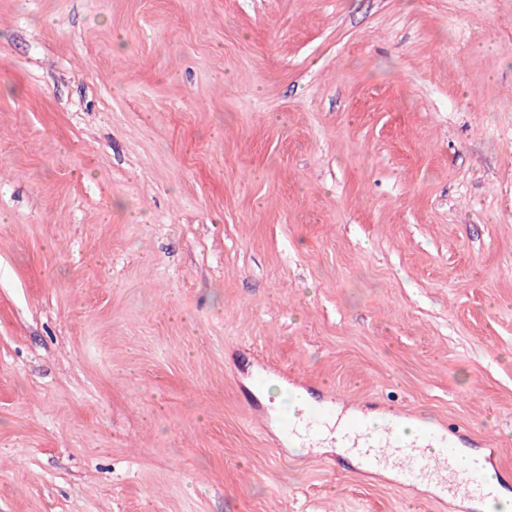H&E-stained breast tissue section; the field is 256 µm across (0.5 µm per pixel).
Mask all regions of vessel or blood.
<instances>
[{
	"label": "vessel or blood",
	"instance_id": "b4317fda",
	"mask_svg": "<svg viewBox=\"0 0 512 512\" xmlns=\"http://www.w3.org/2000/svg\"><path fill=\"white\" fill-rule=\"evenodd\" d=\"M404 416L386 412L380 426L369 427L364 417L352 415L333 418L329 408H310L302 421L283 416L281 428L290 437L311 440L331 434L335 446L355 451L368 469L386 468L406 482L425 479L438 490L439 502H465L482 498L492 512H500L502 504L482 467L466 469L457 465V445L448 428L437 426L407 437L402 430Z\"/></svg>",
	"mask_w": 512,
	"mask_h": 512
}]
</instances>
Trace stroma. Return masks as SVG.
Masks as SVG:
<instances>
[{
    "mask_svg": "<svg viewBox=\"0 0 512 512\" xmlns=\"http://www.w3.org/2000/svg\"><path fill=\"white\" fill-rule=\"evenodd\" d=\"M289 376L512 472V0H0V512H455Z\"/></svg>",
    "mask_w": 512,
    "mask_h": 512,
    "instance_id": "stroma-1",
    "label": "stroma"
}]
</instances>
